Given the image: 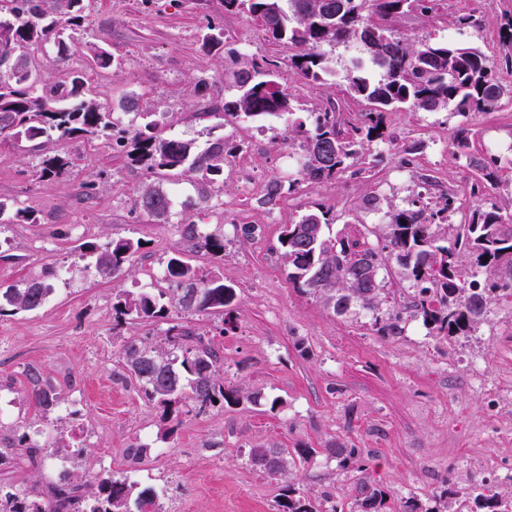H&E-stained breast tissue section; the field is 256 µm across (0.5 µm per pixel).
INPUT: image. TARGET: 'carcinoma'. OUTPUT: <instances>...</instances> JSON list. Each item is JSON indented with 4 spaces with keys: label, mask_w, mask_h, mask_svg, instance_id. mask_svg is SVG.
<instances>
[{
    "label": "carcinoma",
    "mask_w": 512,
    "mask_h": 512,
    "mask_svg": "<svg viewBox=\"0 0 512 512\" xmlns=\"http://www.w3.org/2000/svg\"><path fill=\"white\" fill-rule=\"evenodd\" d=\"M83 0H54L52 11L37 0H0V139L26 141L42 153L35 176L60 179L73 168L71 156L50 154L46 142L53 136L90 141L109 138L127 161L151 175L177 170L185 176H201L209 186L224 183V163L236 156L239 145L222 139L206 149L191 140L162 134L153 121H130L122 126L115 112L98 102L87 73L106 70L112 53L88 41L87 68L65 69L49 82L31 55L33 49L51 41L65 45L64 34L82 31ZM226 11H246L273 43L295 49L292 64L306 79L319 82L330 75L329 58L323 47H362L344 76L346 91L362 100L367 111L350 121L335 109L313 112L289 122L301 140L302 160L295 177H274L267 183L259 204L273 208L306 181H323L359 162L370 143L385 136L384 113L401 108L435 112L444 109L456 117L472 112H490L498 104L492 89L503 88L489 57L477 46L453 41H411L392 34L391 22L408 8L430 15L437 0H222ZM235 93L230 98L207 100L196 112L201 120L260 122L271 116L293 114L291 94L277 81V64L267 58H251L232 73ZM455 141L465 152L467 165L477 174L476 184L494 183L498 159L485 160L469 151L468 129L458 126ZM174 197L160 181L146 184L135 204L156 224L168 223ZM457 210L455 197L430 205L417 195L409 207L387 212L384 233L370 239L373 231L356 230L333 236L331 209L317 203L314 210L292 224L283 225L278 237L288 278L306 293L320 296L338 315L358 305L372 314L380 336H401L405 325L398 314L380 312L386 281L381 272L393 260L412 281L414 315L434 336H471L487 316L490 304L512 294V214L503 212L487 196L472 209L469 219L457 225L448 240V217ZM34 212L18 208L7 214L0 201V223L34 224ZM185 248L175 251L164 270L167 287L120 290L113 308L132 321L153 323L168 319L169 308L218 312L224 315L220 334L235 329L234 301L237 293L221 274H199L190 255L204 252L224 255V236L206 233L191 222L182 228ZM142 248L141 240L117 239L90 245L93 270L102 279H115ZM466 257L473 272L461 262ZM493 276L488 288L474 286L476 272ZM49 269L23 285L0 287V314L30 312L42 308L54 292ZM358 287H351V283ZM122 378L134 382L149 403L163 409L165 417L181 413L192 403L199 409L218 403H256L261 396L224 386V355L189 327L170 323L162 334L129 336L122 344ZM32 396L49 409L59 404L57 388L35 366L25 371ZM19 446L31 461L53 459L59 453L71 458L72 467L49 487V499L31 489L0 485V512H161L157 491L139 487L128 477L110 470L92 472L96 459L88 448L62 446L41 448L24 435ZM339 466H358L361 449L338 444L325 448ZM316 454L313 448H298L292 456L282 448H251L248 461L272 476H284ZM474 512H512V496L474 495ZM385 492L364 483L360 497L346 505L325 498L312 500L288 484L278 512H379Z\"/></svg>",
    "instance_id": "1"
}]
</instances>
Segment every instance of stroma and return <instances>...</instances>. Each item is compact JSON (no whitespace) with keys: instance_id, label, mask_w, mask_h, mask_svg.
I'll list each match as a JSON object with an SVG mask.
<instances>
[{"instance_id":"35a3bbf8","label":"stroma","mask_w":512,"mask_h":512,"mask_svg":"<svg viewBox=\"0 0 512 512\" xmlns=\"http://www.w3.org/2000/svg\"><path fill=\"white\" fill-rule=\"evenodd\" d=\"M83 6L88 33L68 39L63 66L84 67L87 37L99 38L117 61L93 76L102 104L134 98L141 110L161 117L165 134L201 149L233 137L244 143L252 166L243 175L226 163L223 187L207 200L198 193L199 179L173 181L180 191L175 213L170 223L157 224L135 205L147 175L114 153L107 139L90 146L51 142V150L69 154L74 167L69 177L42 181L33 177L38 153L27 143L0 140V200L38 218L0 224V285L47 268L58 273L44 308L0 315V448L33 432L44 448L89 446L102 466L165 488L167 512H276L286 482L250 466L244 454L251 448L316 449L290 479L314 499L354 501L365 481L393 501L415 496L426 510L443 483L471 488L474 456L493 452L512 461V304H491L477 335L468 338L429 335L418 320L404 335L380 336L363 309L341 317L301 292L278 251L282 226L317 203L335 216L332 233L350 232L354 219L378 233L389 207H407L419 194L453 192L461 210L450 221L460 223L477 198L471 193L475 176L453 146L458 118L408 108L389 113L385 122L397 142L371 145L378 156L372 168L304 183L269 210L258 205L249 185L288 175V119L265 130L250 122L197 121L196 83L206 79L209 95L223 96L233 60L266 57L277 61L296 116L332 105L352 117L365 105L345 91L348 49L332 53L335 76L312 84L292 67L288 45L269 42L248 13H227L221 0H83ZM467 13L473 24L460 26ZM511 20L512 0H487L483 7L475 0H440L432 17L410 11L392 27L416 40L452 35L479 45L506 78L512 43L500 32ZM210 22L223 29V46L204 43ZM60 67H44L45 78L54 80ZM466 123L480 152L512 142V83L495 111L473 113ZM238 221L258 225L259 235L242 237ZM190 222L224 236L223 259L201 257L196 264L201 274L218 272L236 284V329L221 334L220 316L209 312L173 310L169 318L207 334L224 353L225 385L261 400L167 419L135 383L120 377L124 338L154 336L160 327L117 321L113 302L117 290H137L150 271L164 270L183 244L181 225ZM119 238L143 243L124 275L108 281L85 271V246ZM473 360L485 363L478 383ZM31 364L58 389L60 408L46 411L32 399L24 374ZM142 441L152 451L132 462L129 450ZM339 443L362 449L367 470L326 462L324 449Z\"/></svg>"}]
</instances>
